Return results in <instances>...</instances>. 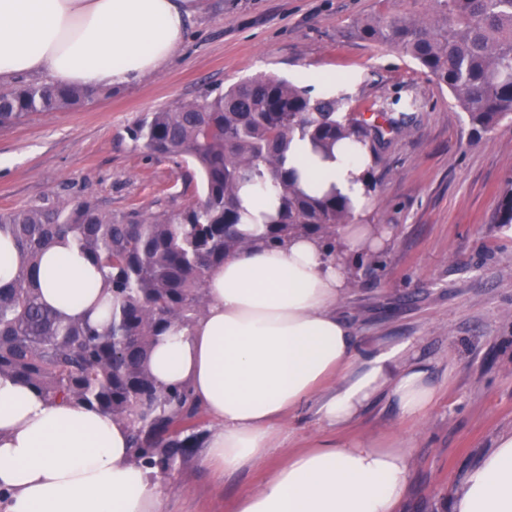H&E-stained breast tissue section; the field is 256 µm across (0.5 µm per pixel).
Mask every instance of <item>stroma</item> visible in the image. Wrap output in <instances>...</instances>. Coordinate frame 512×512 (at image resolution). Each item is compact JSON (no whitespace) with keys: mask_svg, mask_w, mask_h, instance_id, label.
I'll list each match as a JSON object with an SVG mask.
<instances>
[{"mask_svg":"<svg viewBox=\"0 0 512 512\" xmlns=\"http://www.w3.org/2000/svg\"><path fill=\"white\" fill-rule=\"evenodd\" d=\"M376 8V0H198L161 72L78 109L0 125V210L57 196L115 210L185 206L186 165L149 158L129 128L262 72L335 78L353 112L417 97L419 109L373 166L376 196L361 218L388 238L348 254L350 286L336 313L358 353L409 343L435 402L412 420L380 398L345 434L407 443L412 475L397 512H450L470 466L512 430V226L496 222L512 182V127L474 133L433 76L355 38L353 22ZM283 424L263 460L233 472L209 465L203 445L178 458L162 478L163 512H234L243 493L325 433L312 400Z\"/></svg>","mask_w":512,"mask_h":512,"instance_id":"stroma-1","label":"stroma"}]
</instances>
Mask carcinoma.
I'll list each match as a JSON object with an SVG mask.
<instances>
[{
  "instance_id": "carcinoma-1",
  "label": "carcinoma",
  "mask_w": 512,
  "mask_h": 512,
  "mask_svg": "<svg viewBox=\"0 0 512 512\" xmlns=\"http://www.w3.org/2000/svg\"><path fill=\"white\" fill-rule=\"evenodd\" d=\"M352 34L411 59L448 89L477 133L512 125V0H378ZM80 87L21 83L0 93V123L37 111L83 107ZM341 88L320 96L286 78L242 79L201 101L152 112L131 139L157 158L193 166L202 195L179 209L112 211L90 200L46 199L0 210V235L21 255L13 281L0 286V375L35 388L50 403H80L129 429L132 459L161 474L200 444L202 407L188 388H167L147 361L169 328L188 327L205 312L207 278L248 245L238 229L240 191L255 179L278 187L264 215V242L316 239L332 255L336 227L353 222L351 200L336 187L307 193L288 169L294 138L329 157L353 147L377 160L385 136L402 121L379 110L344 112ZM512 224V185L498 205ZM68 238L101 276L100 319L60 312L43 298L37 268L45 251Z\"/></svg>"
}]
</instances>
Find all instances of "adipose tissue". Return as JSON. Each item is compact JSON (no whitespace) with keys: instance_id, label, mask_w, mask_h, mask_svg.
<instances>
[{"instance_id":"1","label":"adipose tissue","mask_w":512,"mask_h":512,"mask_svg":"<svg viewBox=\"0 0 512 512\" xmlns=\"http://www.w3.org/2000/svg\"><path fill=\"white\" fill-rule=\"evenodd\" d=\"M195 3L0 0V84L41 76L59 87L124 88L168 63ZM288 160L308 192L333 186L363 202L366 167L355 154L323 160L296 139ZM274 194L269 184L244 189L251 244L211 272L205 315L158 337L151 371L163 386L188 387L214 420L208 460L224 471L263 460L283 416L317 398L328 435L244 493L235 512H396L411 477L404 443L341 431L382 396L419 418L435 392L401 347L356 356L334 311L347 288L343 260L308 237L262 243ZM42 266L48 304L69 314L93 307L94 272L68 242L53 244ZM0 488L10 493L6 512L163 510L161 485L132 462L124 425L88 406L49 403L8 376H0ZM450 512H512V431L468 470Z\"/></svg>"}]
</instances>
